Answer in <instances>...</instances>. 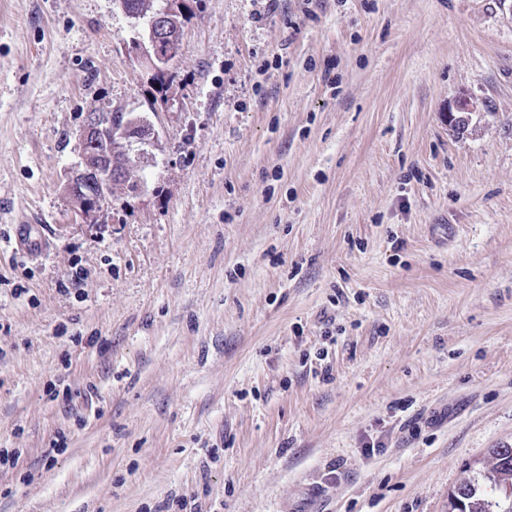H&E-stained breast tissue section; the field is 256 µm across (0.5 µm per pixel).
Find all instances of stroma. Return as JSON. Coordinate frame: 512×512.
Masks as SVG:
<instances>
[{
    "instance_id": "1",
    "label": "stroma",
    "mask_w": 512,
    "mask_h": 512,
    "mask_svg": "<svg viewBox=\"0 0 512 512\" xmlns=\"http://www.w3.org/2000/svg\"><path fill=\"white\" fill-rule=\"evenodd\" d=\"M141 37L0 0V512H452L512 447V0H188L158 78ZM117 108L158 138L89 224ZM123 113L124 119L119 122L112 121V112H90L80 128L76 145L78 161L64 189L84 222H91L112 202L118 187L132 194L141 191V186L130 176L140 163L139 157L132 154V145L141 140L155 141L158 134L144 117ZM117 165L120 167L116 168ZM23 243L25 251L43 250L44 239L41 235L38 225L36 224H19L14 244L19 250Z\"/></svg>"
}]
</instances>
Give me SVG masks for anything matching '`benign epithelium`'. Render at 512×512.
Listing matches in <instances>:
<instances>
[{
  "mask_svg": "<svg viewBox=\"0 0 512 512\" xmlns=\"http://www.w3.org/2000/svg\"><path fill=\"white\" fill-rule=\"evenodd\" d=\"M183 4L184 0H170L166 10L149 16L146 0L134 11L128 10L122 0L117 2L118 7L133 19L149 16L145 40L139 44V59L144 67L156 74L166 69L179 53L180 39L169 34V21L183 13ZM473 111L471 101L460 99L455 110L448 111V123L463 126ZM157 137L154 127L133 112L124 113L121 122L112 120L110 112L86 115L77 139L78 161L65 184V192L83 221H92L112 202L119 187L132 194L140 193L141 186L130 176L140 163L139 157L132 153V145L141 140L155 141Z\"/></svg>",
  "mask_w": 512,
  "mask_h": 512,
  "instance_id": "7a95c632",
  "label": "benign epithelium"
}]
</instances>
